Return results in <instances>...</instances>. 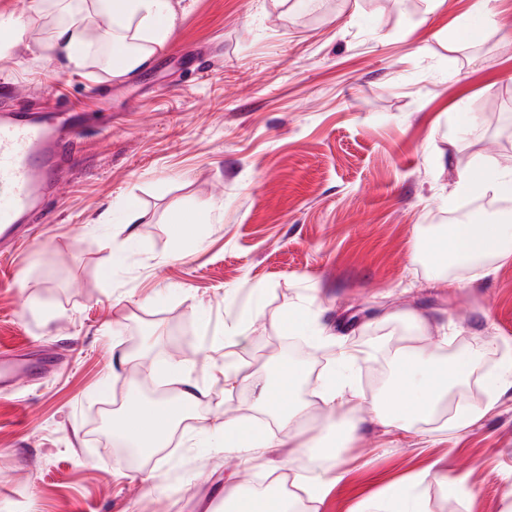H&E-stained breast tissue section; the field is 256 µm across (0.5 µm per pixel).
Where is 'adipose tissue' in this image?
<instances>
[{
  "mask_svg": "<svg viewBox=\"0 0 512 512\" xmlns=\"http://www.w3.org/2000/svg\"><path fill=\"white\" fill-rule=\"evenodd\" d=\"M66 19L44 44V54L66 68L85 65L87 54V18L106 20L105 38L112 48V75L123 78L137 73L153 54L166 48L175 30L177 17L173 0H89L88 8H72L70 0H59ZM512 186V171L505 173L493 162H460L454 191L459 195L475 194L498 198ZM512 258V225L451 224L438 237L417 244L412 259L430 264L439 282H447L450 269H468L470 282L489 276L492 261ZM479 362L470 355L457 356L445 364H435L423 350L401 354L395 361L394 374L374 405H367L347 378L328 371L317 391L329 411L346 415L345 429L332 435L325 448L316 449L297 439L299 425L311 405L302 399H285L266 384L255 395L257 404L274 414L277 431L268 437H253L245 446L248 456L273 448H292L302 456H323L328 464L325 476L301 478V489L309 502H323L330 485L339 484L344 473L336 455L339 440H353L366 421L372 420L401 430H412L446 408L453 388L467 381ZM488 395L475 406L457 407L449 423L460 430L483 419L496 409L501 389L512 387V353L504 354L498 372L487 379ZM178 407L163 402L130 401L115 426L116 435L130 440L145 452L161 447L163 430L174 417L175 409H188L199 401V389L186 384L178 396ZM230 512H295L298 502L292 497H275L267 493H247L242 486L231 484L224 489ZM356 512H427L412 483L395 482L378 495L361 500Z\"/></svg>",
  "mask_w": 512,
  "mask_h": 512,
  "instance_id": "obj_1",
  "label": "adipose tissue"
}]
</instances>
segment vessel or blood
Wrapping results in <instances>:
<instances>
[{"label": "vessel or blood", "instance_id": "1", "mask_svg": "<svg viewBox=\"0 0 512 512\" xmlns=\"http://www.w3.org/2000/svg\"><path fill=\"white\" fill-rule=\"evenodd\" d=\"M72 110L66 103L50 111L0 110V183L9 188L0 197V236L23 217L34 224L52 223L44 200L61 193L60 172L84 132Z\"/></svg>", "mask_w": 512, "mask_h": 512}]
</instances>
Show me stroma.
Returning a JSON list of instances; mask_svg holds the SVG:
<instances>
[{
  "label": "stroma",
  "instance_id": "obj_1",
  "mask_svg": "<svg viewBox=\"0 0 512 512\" xmlns=\"http://www.w3.org/2000/svg\"><path fill=\"white\" fill-rule=\"evenodd\" d=\"M468 0H182L173 37L134 76H112L103 41L81 69H58L41 45L54 0H0L12 30L0 45V107L13 89L52 109L88 112L53 223L13 256L0 241V346L29 368L0 388V512H222L225 483L255 488L305 468L288 449L239 462L201 422L264 421L254 390L296 366L311 404L301 436L322 442L330 415L316 395L336 344L370 350L350 375L367 403L398 355L445 362L478 354L459 397L480 404L484 373L512 347V261L452 288L412 262L419 234L455 223V162L512 169V46L494 27L455 46ZM133 204L132 230L98 225ZM209 211L172 257L174 212ZM125 264L101 275L110 241ZM411 311L431 321L416 332ZM300 340L290 355L286 339ZM125 353L122 369L113 353ZM176 368L202 391L166 431L168 445L132 463L102 447L98 421L153 384L180 391ZM251 376V387L224 380ZM198 436L196 448L183 447ZM157 455V456H158ZM344 480L319 512H355L389 483L430 471L417 488L429 512H512V389L492 415L458 432L369 423L341 449ZM157 470L158 481L141 476ZM462 491L446 494L437 476Z\"/></svg>",
  "mask_w": 512,
  "mask_h": 512
}]
</instances>
